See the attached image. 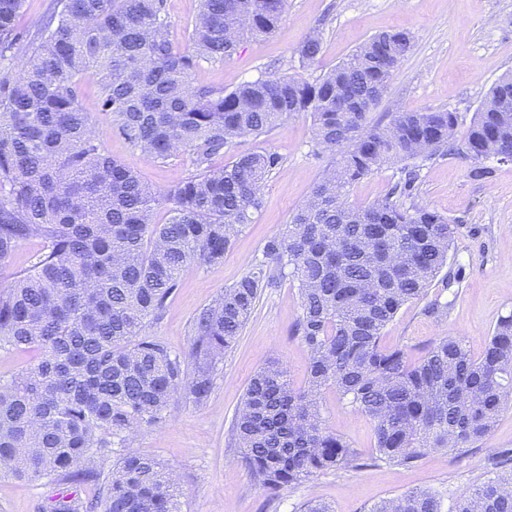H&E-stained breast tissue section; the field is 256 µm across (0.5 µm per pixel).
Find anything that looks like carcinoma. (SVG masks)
I'll return each instance as SVG.
<instances>
[{"instance_id":"1","label":"carcinoma","mask_w":512,"mask_h":512,"mask_svg":"<svg viewBox=\"0 0 512 512\" xmlns=\"http://www.w3.org/2000/svg\"><path fill=\"white\" fill-rule=\"evenodd\" d=\"M24 0H0V261L39 237L32 266L0 285V342L35 350L36 361L0 384V470L26 481L92 483L90 501L50 500L49 512H180L170 471L132 452L134 430L155 425L180 395L205 404L224 350L236 343L263 289L291 268L300 302L292 335L309 357L301 387L275 363L260 368L234 424L253 480L269 491L329 469L377 462L410 466L430 452L461 456L512 402V314L479 356L459 336H439L413 357L381 343L385 327L420 300L447 265L456 226L413 196L403 169L386 196L348 201V188L389 160L456 150L512 156V117L499 86L482 102L463 141L448 111L397 112L370 122L382 90L407 57L404 31L382 32L314 82L274 75L224 92L196 78L202 60L222 63L245 38L271 34L286 0H201L189 38L172 39L166 0H61L22 45ZM313 64L321 39L297 49ZM99 85L100 110L147 159L186 156L191 173L164 189L142 183L105 154L82 107V82ZM312 120L318 150L337 156L292 224L270 237L264 260L198 313L192 364L140 337L160 317L180 275L218 265L262 207L261 188L282 158L261 148L216 167L234 140L267 134L293 114ZM170 204L159 223V202ZM336 390L373 424L374 447L350 446L322 416ZM120 444V449L113 448ZM116 456L107 476L99 464ZM489 476L457 512H512V452L489 458ZM368 512H442L429 491L373 504Z\"/></svg>"}]
</instances>
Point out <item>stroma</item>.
I'll use <instances>...</instances> for the list:
<instances>
[{
	"label": "stroma",
	"instance_id": "1",
	"mask_svg": "<svg viewBox=\"0 0 512 512\" xmlns=\"http://www.w3.org/2000/svg\"><path fill=\"white\" fill-rule=\"evenodd\" d=\"M406 31L412 49L394 72L388 91L372 112L373 122L387 124L392 113L448 110L465 133L491 87L512 75V0H288L283 18L270 35L244 40L224 63H201L200 79L232 91L245 82L273 75H296L313 81L336 67L372 35ZM318 33L322 50L315 63L301 65L296 49ZM99 86L85 80L82 105L104 151L137 172L154 189L176 183L189 173L184 156L154 163L112 130L110 115L100 112ZM266 148L282 165L267 179L263 206L252 224L236 237L223 263L197 264L182 273L179 286L160 318L147 319L141 334L160 340L171 354L188 357L196 313L233 285L261 259L266 240L291 223L300 205L332 163L314 149L313 127L306 114L291 116L260 138H241L228 146L216 165L231 163L245 152ZM420 179L413 198L457 226L448 252L449 269L465 278L446 287L437 276L427 298L448 303V317L437 321L422 312L423 301L402 307L383 331L389 347L413 349L449 334L464 339L480 354L497 322L512 313V162L489 159V178L470 172L475 162L461 154L418 159ZM400 163L373 171L349 189V200L365 205L387 194L400 176ZM300 313L291 277L264 289L237 342L217 364L215 386L206 404L174 401L162 422L140 427L135 448L154 456L177 477L181 512H300L317 501L332 512H367L376 502L413 490L435 493L443 512H454L460 497L487 476L493 452L512 451V406L504 409L492 430L464 456L443 452L424 456L415 466L381 463L361 470L338 469L293 488L271 492L256 484L241 463L233 442L236 412L255 372L279 361L295 385L307 378V351L290 328ZM323 415L351 447L370 452L371 421L336 391L322 395ZM92 496L93 486L61 487L42 481H19L0 474V512H42L58 492Z\"/></svg>",
	"mask_w": 512,
	"mask_h": 512
}]
</instances>
